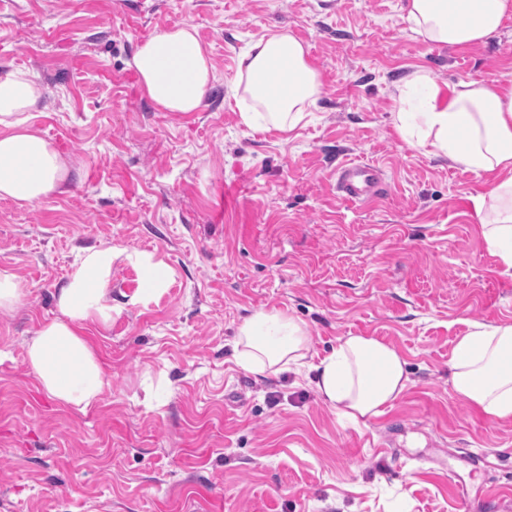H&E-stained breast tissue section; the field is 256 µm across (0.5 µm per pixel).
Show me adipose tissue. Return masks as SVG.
<instances>
[{
	"mask_svg": "<svg viewBox=\"0 0 512 512\" xmlns=\"http://www.w3.org/2000/svg\"><path fill=\"white\" fill-rule=\"evenodd\" d=\"M512 0H408L410 29L422 42L470 46L499 30ZM129 65L145 95L161 112H195L215 78L210 55L194 27L183 24L143 42ZM322 82L304 44L280 29L250 40L229 87L243 125L293 131L314 107ZM396 128L417 127L424 154L447 158L451 167L486 178L477 208L492 206L485 224L489 248L512 269V84L459 80L450 90L416 68L397 88ZM42 95L27 72L0 75V199L36 205L62 192L70 167L32 123ZM139 267L145 283L136 295L148 302L166 287L171 271L138 251L100 245L83 251L56 294L57 314L26 345L27 362L52 402L86 411L110 388L112 375L88 334L89 325H112L111 276L117 260ZM236 360L262 375L302 367L306 335L292 317L257 311L239 328ZM406 362L391 345L371 336L340 338L315 366L314 385L331 409L353 422L385 413L408 387ZM455 395L498 420H512V323L479 325L461 336L451 357Z\"/></svg>",
	"mask_w": 512,
	"mask_h": 512,
	"instance_id": "ef3b65f1",
	"label": "adipose tissue"
}]
</instances>
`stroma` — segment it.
<instances>
[{
    "mask_svg": "<svg viewBox=\"0 0 512 512\" xmlns=\"http://www.w3.org/2000/svg\"><path fill=\"white\" fill-rule=\"evenodd\" d=\"M406 0H0V74L43 90L32 122L70 164L67 191L0 199V270L28 285L0 314V512H512V421L450 383L472 324L512 323V271L484 238V178L394 127L413 67L448 88L512 81V12L485 43L422 42ZM195 27L216 68L196 112L157 111L128 65L150 36ZM299 39L322 90L292 132L241 124L228 88L248 36ZM347 159L383 167L369 205L336 194ZM109 244L171 270L159 297L112 268L110 329L89 327L112 384L88 410L38 390L26 341L56 314L83 249ZM297 320L315 363L339 338L394 346L410 382L353 423L313 376L244 371L233 342L255 311Z\"/></svg>",
    "mask_w": 512,
    "mask_h": 512,
    "instance_id": "1",
    "label": "stroma"
}]
</instances>
